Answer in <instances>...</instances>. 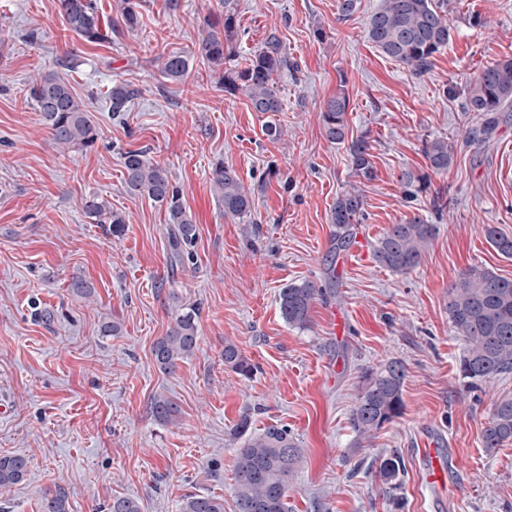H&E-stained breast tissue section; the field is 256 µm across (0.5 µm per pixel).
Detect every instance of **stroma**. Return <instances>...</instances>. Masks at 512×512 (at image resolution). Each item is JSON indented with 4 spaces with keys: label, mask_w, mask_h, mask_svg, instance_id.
I'll list each match as a JSON object with an SVG mask.
<instances>
[{
    "label": "stroma",
    "mask_w": 512,
    "mask_h": 512,
    "mask_svg": "<svg viewBox=\"0 0 512 512\" xmlns=\"http://www.w3.org/2000/svg\"><path fill=\"white\" fill-rule=\"evenodd\" d=\"M381 0H235L238 51L280 37L297 71L278 85L283 110H251L224 92L198 51L204 19L222 0H145L137 31L89 44L67 31L57 0H0V453L28 461L23 481L0 488V512H41L46 490L63 489L69 512H105L112 499L141 512H180L188 493L223 497L235 512L233 429L287 428L303 464L288 487V512H512V441L487 450L481 431L494 401L512 396V374L468 385L448 318V287L480 265L512 279L487 225L512 235V116L485 145L466 141L477 118L463 109L470 81L512 58V0H448L451 38L423 75L384 56L365 22ZM190 58L181 82L152 60ZM69 59L68 68L57 65ZM59 71L91 112L98 141L58 150L27 97L32 78ZM140 88L113 116L105 92ZM346 90L347 142L327 141L320 111ZM280 130L265 133L267 123ZM371 146L374 177L354 175L347 143ZM455 146L448 171L431 172L424 142ZM146 151L164 166L196 222L189 255L174 261L168 213L122 184L121 158ZM224 161L254 193L250 215L230 219L211 182ZM428 175L409 198L404 173ZM364 198L354 248L331 257L330 211L344 191ZM122 213L114 237L91 223L85 197ZM418 214L437 234L405 275L379 267L373 248L392 224ZM93 283L86 298L70 284ZM310 280L325 288L307 328L289 326L279 291ZM199 308V345L169 373L152 359L183 307ZM119 322L116 336L102 322ZM234 342L254 366L224 364ZM407 369L405 410L371 437L350 413L365 369L390 360ZM181 408L177 423L152 414L155 397ZM438 450L429 475L420 450ZM398 451L402 486L389 498L376 472Z\"/></svg>",
    "instance_id": "35a3bbf8"
}]
</instances>
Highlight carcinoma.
<instances>
[{"instance_id":"1","label":"carcinoma","mask_w":512,"mask_h":512,"mask_svg":"<svg viewBox=\"0 0 512 512\" xmlns=\"http://www.w3.org/2000/svg\"><path fill=\"white\" fill-rule=\"evenodd\" d=\"M66 29L77 38L98 44L112 40V35L134 31L140 25L139 0H121L119 17L104 24L94 0H58ZM370 42L385 56L406 65L416 74L425 73L431 59L448 45V0H381L380 6L366 23ZM240 30L233 0H224V11L205 22L199 51L209 70L218 75L224 92L241 93L253 111L274 114L283 111V99L276 79L295 68L288 60L282 41L274 34L262 47L243 60H237ZM163 79L183 81L190 70V59L180 52L160 54L153 60ZM137 90L127 85H114L105 92L109 111L118 116L130 111ZM29 97L49 129L53 144L61 149L87 147L96 139L91 114L74 95L69 85L56 72L39 75L32 81ZM349 97L338 92L330 97L321 111L322 126L331 142L345 141L346 113ZM464 110L475 112L484 122L468 131L467 142L482 145L501 112H512V58L499 60L484 68L470 82L465 93ZM350 162L355 173L365 179L373 174L370 147L363 138L351 142ZM423 153L431 170H448L454 160L451 144L445 140L427 141ZM123 183L132 194L144 195L166 207L168 242L172 254L181 256L196 238V224L181 202L180 191L165 167L147 158L145 151L129 150L123 154ZM212 182L224 203V216L242 218L251 213L254 197L237 172L218 162L212 169ZM83 210L96 224L111 225V232H124L125 218L112 210L105 199L92 195L83 201ZM364 215V198L357 191L341 193L331 211L335 226L333 251L346 250L353 239L354 226ZM436 233V226L414 215L400 224H392L378 239L373 249L374 261L399 275L416 268ZM489 243L497 253L512 258V236L493 226L486 228ZM325 297V289L306 280L287 283L279 292L283 319L295 328L310 323L316 301ZM199 309L190 306L177 314L164 336L152 349L153 362L159 371L168 373L179 361L193 355L199 344ZM448 317L452 327L466 345L461 363L463 376L473 382L512 373V280L493 271L470 266L457 274L448 294ZM224 364L248 377L252 364L237 345L224 344ZM406 366L397 359L362 375L361 390L351 410L350 423L361 437H370L385 424L400 417L404 410L403 387ZM151 412L167 423L175 421L180 409L173 401L157 397ZM483 447L493 450L512 441V397L504 396L492 407L488 422L481 432ZM302 462L288 430L271 426L258 435L248 437L235 458L236 512H288V482ZM403 470L400 457L391 453L381 458L378 471L389 493L400 489ZM27 474L25 458L0 454V488L21 482ZM42 512H68V498L57 489L45 494ZM108 512H141L139 502L131 497H115ZM181 512H224V500L218 497L189 494L183 497Z\"/></svg>"}]
</instances>
